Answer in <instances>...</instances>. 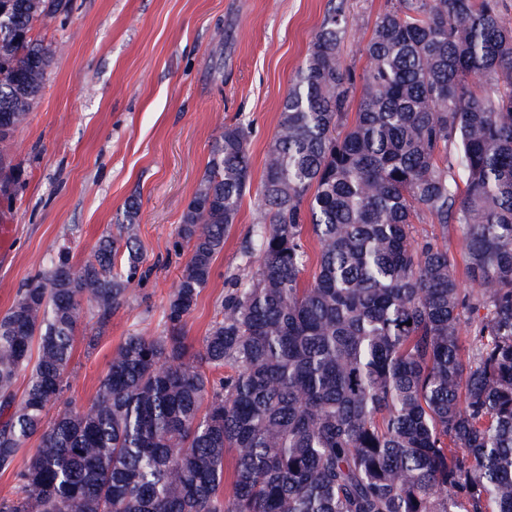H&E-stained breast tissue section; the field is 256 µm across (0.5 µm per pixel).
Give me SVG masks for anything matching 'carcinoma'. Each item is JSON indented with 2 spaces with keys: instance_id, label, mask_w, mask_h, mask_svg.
<instances>
[{
  "instance_id": "carcinoma-1",
  "label": "carcinoma",
  "mask_w": 512,
  "mask_h": 512,
  "mask_svg": "<svg viewBox=\"0 0 512 512\" xmlns=\"http://www.w3.org/2000/svg\"><path fill=\"white\" fill-rule=\"evenodd\" d=\"M65 8L0 0L1 194L53 59L34 25ZM344 29L330 0L267 154L243 246L259 265L198 349L185 319L250 189L242 122L215 137L178 227L163 331L127 336L92 401L49 421L84 305L101 331L145 277L139 201L79 267L61 251L18 290L0 317V471L39 445L0 512H512V22L501 0H398L353 116ZM424 215L460 234L471 288L448 245L412 236Z\"/></svg>"
}]
</instances>
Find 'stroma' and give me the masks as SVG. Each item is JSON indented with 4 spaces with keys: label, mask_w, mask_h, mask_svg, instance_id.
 I'll list each match as a JSON object with an SVG mask.
<instances>
[{
    "label": "stroma",
    "mask_w": 512,
    "mask_h": 512,
    "mask_svg": "<svg viewBox=\"0 0 512 512\" xmlns=\"http://www.w3.org/2000/svg\"><path fill=\"white\" fill-rule=\"evenodd\" d=\"M395 4L346 0L342 54L355 72L368 64L378 17ZM328 7L329 0H68L65 15L36 26L53 61L28 121L12 134L18 180L11 196L0 195V226L11 233L0 259V315L59 250L79 266L101 237L115 234L133 197L151 270L104 331L93 315L82 320L55 411L93 399L127 336L161 331L185 262L174 253L177 227L214 137L237 120L249 126L254 189L186 318L188 344L199 345L230 281L256 270L258 258L242 252L262 216L255 188L288 87Z\"/></svg>",
    "instance_id": "stroma-1"
}]
</instances>
